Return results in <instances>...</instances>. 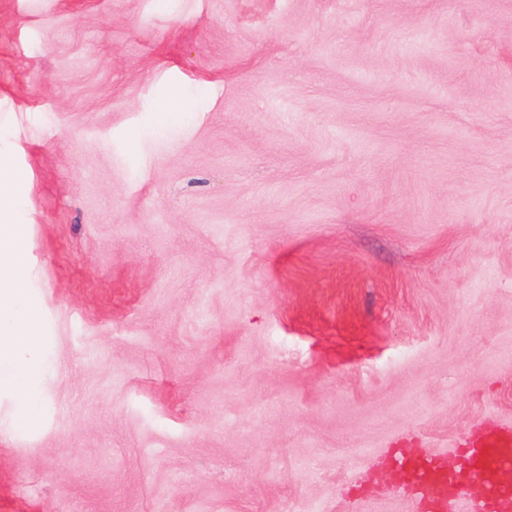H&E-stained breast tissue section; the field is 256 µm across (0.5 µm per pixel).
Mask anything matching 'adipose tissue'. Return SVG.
Masks as SVG:
<instances>
[{"label":"adipose tissue","mask_w":512,"mask_h":512,"mask_svg":"<svg viewBox=\"0 0 512 512\" xmlns=\"http://www.w3.org/2000/svg\"><path fill=\"white\" fill-rule=\"evenodd\" d=\"M20 175L0 159V360L11 367L0 379V392L16 402L15 428L30 424L37 414L35 391L42 375L36 365L41 348V315L29 295L31 267L25 239L28 227L19 216L23 198L17 192Z\"/></svg>","instance_id":"ef3b65f1"}]
</instances>
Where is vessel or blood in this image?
I'll return each instance as SVG.
<instances>
[{
	"mask_svg": "<svg viewBox=\"0 0 512 512\" xmlns=\"http://www.w3.org/2000/svg\"><path fill=\"white\" fill-rule=\"evenodd\" d=\"M393 463L409 472L420 503L431 512H449L459 500L469 512H512V426L470 435L453 469L423 448Z\"/></svg>",
	"mask_w": 512,
	"mask_h": 512,
	"instance_id": "vessel-or-blood-1",
	"label": "vessel or blood"
}]
</instances>
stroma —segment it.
<instances>
[{
  "label": "stroma",
  "mask_w": 512,
  "mask_h": 512,
  "mask_svg": "<svg viewBox=\"0 0 512 512\" xmlns=\"http://www.w3.org/2000/svg\"><path fill=\"white\" fill-rule=\"evenodd\" d=\"M0 157V512H416L352 476L512 425V0H0ZM20 175L7 160L0 159V360L11 372L0 379V392H9L16 402L14 426L21 429L37 414L35 391L42 375L36 366L41 348V315L29 295L31 267L25 239L28 224L19 216L23 197L17 192Z\"/></svg>",
  "instance_id": "1"
}]
</instances>
